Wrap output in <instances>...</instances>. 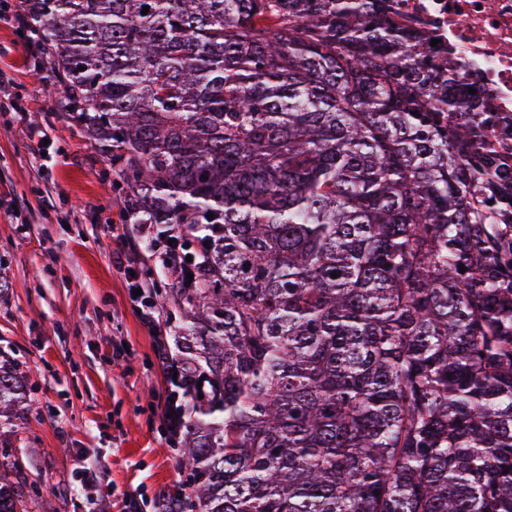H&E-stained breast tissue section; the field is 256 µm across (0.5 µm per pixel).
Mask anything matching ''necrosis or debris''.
I'll list each match as a JSON object with an SVG mask.
<instances>
[{"label": "necrosis or debris", "instance_id": "1", "mask_svg": "<svg viewBox=\"0 0 512 512\" xmlns=\"http://www.w3.org/2000/svg\"><path fill=\"white\" fill-rule=\"evenodd\" d=\"M396 17L440 40L512 115V0H391Z\"/></svg>", "mask_w": 512, "mask_h": 512}]
</instances>
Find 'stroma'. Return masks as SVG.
Masks as SVG:
<instances>
[{
	"label": "stroma",
	"mask_w": 512,
	"mask_h": 512,
	"mask_svg": "<svg viewBox=\"0 0 512 512\" xmlns=\"http://www.w3.org/2000/svg\"><path fill=\"white\" fill-rule=\"evenodd\" d=\"M41 64L0 21V81L26 107L0 100V365L30 392L0 424V467L19 469L24 512H131L130 495L160 512L161 491L185 475L164 429L153 334L112 257L125 252L152 286L170 275L104 180L106 154L57 110L60 86Z\"/></svg>",
	"instance_id": "1"
}]
</instances>
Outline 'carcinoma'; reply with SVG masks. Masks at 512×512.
<instances>
[{
  "mask_svg": "<svg viewBox=\"0 0 512 512\" xmlns=\"http://www.w3.org/2000/svg\"><path fill=\"white\" fill-rule=\"evenodd\" d=\"M26 8L126 218L192 256L163 512H512V145L448 51L387 0Z\"/></svg>",
  "mask_w": 512,
  "mask_h": 512,
  "instance_id": "obj_1",
  "label": "carcinoma"
}]
</instances>
